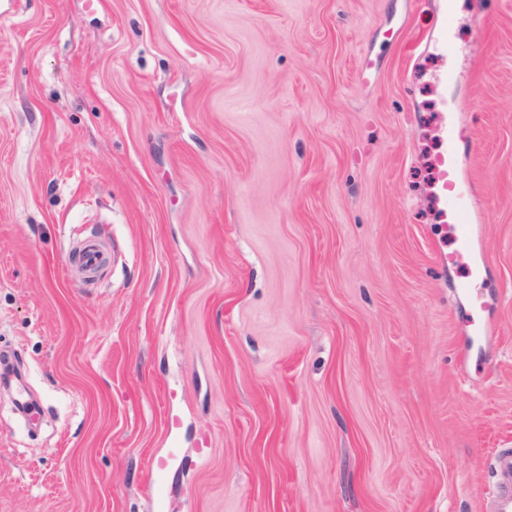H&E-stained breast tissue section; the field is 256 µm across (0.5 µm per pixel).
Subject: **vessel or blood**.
Masks as SVG:
<instances>
[{
    "instance_id": "1",
    "label": "vessel or blood",
    "mask_w": 512,
    "mask_h": 512,
    "mask_svg": "<svg viewBox=\"0 0 512 512\" xmlns=\"http://www.w3.org/2000/svg\"><path fill=\"white\" fill-rule=\"evenodd\" d=\"M439 34L434 41L441 54L453 53L454 48L448 39L451 19L450 0H440L436 13ZM448 73L438 78L439 96L437 99L434 136L440 143L437 152L427 158L431 179L428 196L433 210L441 223L446 224L449 250H437L436 256L443 266L465 269V280L459 290L472 310L466 323L474 348H481L487 334L484 318L491 306V299L483 293L478 283L484 280L487 266L483 255L478 254L474 245V229L471 220L479 207L480 191L475 182L465 176L459 166V154L464 141L459 128L457 111L448 107ZM102 261V250L98 240L87 239L79 249L76 262L85 273L97 271Z\"/></svg>"
}]
</instances>
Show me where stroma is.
<instances>
[{
  "mask_svg": "<svg viewBox=\"0 0 512 512\" xmlns=\"http://www.w3.org/2000/svg\"><path fill=\"white\" fill-rule=\"evenodd\" d=\"M0 0V512H485L512 453V0ZM482 54H475L477 43ZM456 71L488 357L424 190ZM95 236L94 285L66 272ZM439 8L435 13L437 18L436 27L439 28V34L434 40L435 47L441 52V56L448 58V54L454 53V48L448 40V30L451 19L450 0H439Z\"/></svg>",
  "mask_w": 512,
  "mask_h": 512,
  "instance_id": "stroma-1",
  "label": "stroma"
}]
</instances>
